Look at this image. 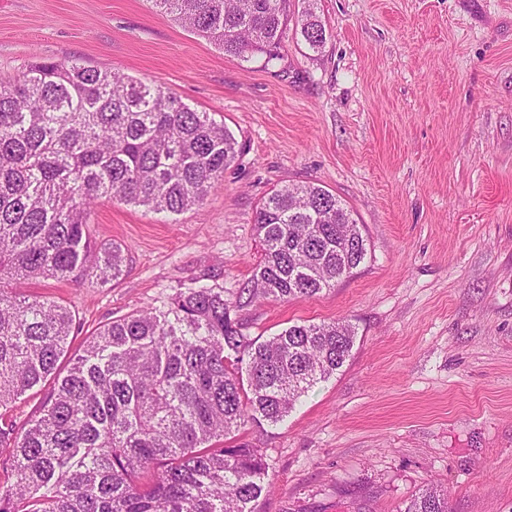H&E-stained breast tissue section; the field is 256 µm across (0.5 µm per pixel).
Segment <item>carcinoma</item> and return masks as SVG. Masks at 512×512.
Returning <instances> with one entry per match:
<instances>
[{
  "label": "carcinoma",
  "mask_w": 512,
  "mask_h": 512,
  "mask_svg": "<svg viewBox=\"0 0 512 512\" xmlns=\"http://www.w3.org/2000/svg\"><path fill=\"white\" fill-rule=\"evenodd\" d=\"M224 51L279 58L291 0H153ZM303 0L299 33L320 52L326 30ZM232 133L158 85L81 63L37 59L0 82V446L15 480L0 512H255L269 491L249 423H282L310 388L335 375L355 343L348 321L293 324L266 340L232 313L264 299L311 298L367 257L352 213L314 184L262 201L261 257L235 299L203 284L99 327L59 368L76 318L16 285L115 280V243L89 237L103 197L157 212L201 208L237 155ZM50 384L19 426L15 401ZM403 512H448L424 489Z\"/></svg>",
  "instance_id": "carcinoma-1"
}]
</instances>
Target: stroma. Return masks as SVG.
Returning a JSON list of instances; mask_svg holds the SVG:
<instances>
[{
    "mask_svg": "<svg viewBox=\"0 0 512 512\" xmlns=\"http://www.w3.org/2000/svg\"><path fill=\"white\" fill-rule=\"evenodd\" d=\"M314 53L288 26L279 60L225 56L152 0H0V80L34 60L164 87L238 143L201 209L113 198L89 233L122 246L114 281L28 293L96 328L199 284L235 294L260 257L255 215L314 183L368 240L320 296L237 311L252 337L346 320L351 355L281 424H248L269 493L256 512H403L423 488L449 512H512V0H316Z\"/></svg>",
    "mask_w": 512,
    "mask_h": 512,
    "instance_id": "35a3bbf8",
    "label": "stroma"
}]
</instances>
